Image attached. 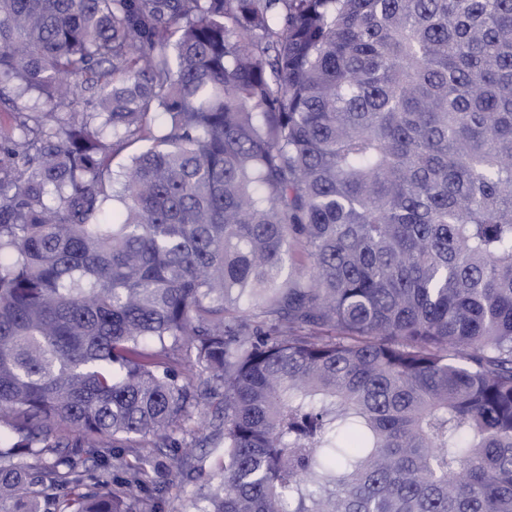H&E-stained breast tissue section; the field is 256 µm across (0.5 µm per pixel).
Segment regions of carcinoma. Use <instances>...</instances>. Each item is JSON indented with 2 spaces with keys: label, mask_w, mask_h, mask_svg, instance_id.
Masks as SVG:
<instances>
[{
  "label": "carcinoma",
  "mask_w": 512,
  "mask_h": 512,
  "mask_svg": "<svg viewBox=\"0 0 512 512\" xmlns=\"http://www.w3.org/2000/svg\"><path fill=\"white\" fill-rule=\"evenodd\" d=\"M10 86L0 512L216 391L195 512H512V0H0Z\"/></svg>",
  "instance_id": "carcinoma-1"
}]
</instances>
